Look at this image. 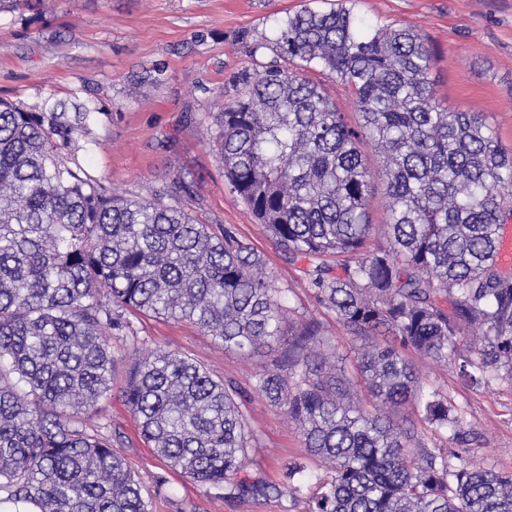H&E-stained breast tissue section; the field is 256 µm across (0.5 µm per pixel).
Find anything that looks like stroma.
Returning a JSON list of instances; mask_svg holds the SVG:
<instances>
[{
    "instance_id": "35a3bbf8",
    "label": "stroma",
    "mask_w": 512,
    "mask_h": 512,
    "mask_svg": "<svg viewBox=\"0 0 512 512\" xmlns=\"http://www.w3.org/2000/svg\"><path fill=\"white\" fill-rule=\"evenodd\" d=\"M343 4L370 25L420 33L434 54L430 77L442 108L478 113L512 150V0H43L37 11L0 12V97L32 112L50 102L68 115L82 113L76 161L119 194L151 200L184 179L189 189L174 196L175 204L202 223L233 227L264 258L288 309L286 333L315 320L317 352L350 369L362 339L317 304L303 262L289 258L230 191L211 143L216 113L236 94L233 77L280 64L276 38L287 15ZM128 321L111 339L112 388L90 426L117 437L151 512H307L309 498L334 472L308 455L283 408L251 390L256 374L280 366L285 343L247 356L187 322L141 315ZM155 349L246 389V463L231 482L278 480L298 461L305 466L302 490L243 502L167 469L123 402L132 363ZM406 355L422 388L447 395L456 409V428L420 427L426 448L512 472V383L475 389L446 363L412 349Z\"/></svg>"
}]
</instances>
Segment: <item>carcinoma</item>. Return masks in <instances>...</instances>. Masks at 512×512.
I'll use <instances>...</instances> for the list:
<instances>
[{"label": "carcinoma", "mask_w": 512, "mask_h": 512, "mask_svg": "<svg viewBox=\"0 0 512 512\" xmlns=\"http://www.w3.org/2000/svg\"><path fill=\"white\" fill-rule=\"evenodd\" d=\"M276 46L284 65L238 75L240 91L215 115L228 185L279 247L309 261L319 305L357 337H384L356 358L372 396L393 410L412 402L421 422L446 428L456 422L448 399L421 389L403 349L476 388L512 380V274L496 260L512 218V151L478 114L440 107L433 52L413 30L305 7L282 22ZM315 73L349 90L358 127ZM78 131L64 112L0 99V505L150 512L112 438L88 426L110 392L123 312L188 321L249 354L281 340L286 312L234 228L130 200L70 166L60 146ZM369 150L383 159L389 211L387 244L373 247ZM318 336L301 323L281 368L253 383L334 471L308 512H512V474L452 467L422 449L413 420L363 412L345 371L309 351ZM240 394L154 350L129 369L123 399L166 467L221 488L245 466ZM304 471L294 462L283 481L298 491ZM279 493L259 478L225 497Z\"/></svg>", "instance_id": "1"}]
</instances>
